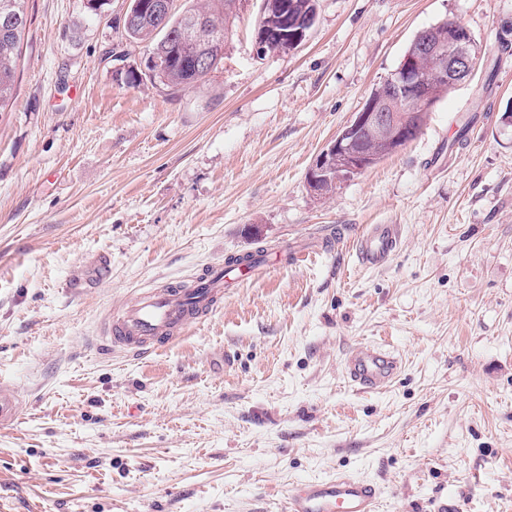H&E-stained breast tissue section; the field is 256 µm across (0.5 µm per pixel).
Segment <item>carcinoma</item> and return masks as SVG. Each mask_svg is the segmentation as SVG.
I'll return each instance as SVG.
<instances>
[{"label": "carcinoma", "instance_id": "cac0c4a2", "mask_svg": "<svg viewBox=\"0 0 512 512\" xmlns=\"http://www.w3.org/2000/svg\"><path fill=\"white\" fill-rule=\"evenodd\" d=\"M237 0H195L173 16L167 29L157 28L152 21L154 0H130L127 12L133 15V23L123 27L125 38L131 42L151 45V55L160 63L148 66L152 78L177 90L194 85L208 73L197 71L187 59L191 47L184 38L191 30L197 45L210 57V71H215L224 60V39L227 25L236 9ZM290 3L285 32L294 29V19H315L316 0H288ZM26 0H0V112L14 99L17 50L27 26ZM336 173L320 179L312 189L317 195L331 196L336 192Z\"/></svg>", "mask_w": 512, "mask_h": 512}]
</instances>
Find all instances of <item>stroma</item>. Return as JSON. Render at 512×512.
<instances>
[{
	"label": "stroma",
	"mask_w": 512,
	"mask_h": 512,
	"mask_svg": "<svg viewBox=\"0 0 512 512\" xmlns=\"http://www.w3.org/2000/svg\"><path fill=\"white\" fill-rule=\"evenodd\" d=\"M128 3L25 5L0 112V512H280L339 472L378 512H512V0H317L300 45L262 56V0H239L222 67L179 91L123 38ZM443 20L479 44L473 77L314 194L316 156ZM371 224L402 227L380 268L354 247ZM259 249L165 349L97 351L139 290ZM365 342L402 362L384 391L343 372Z\"/></svg>",
	"instance_id": "35a3bbf8"
}]
</instances>
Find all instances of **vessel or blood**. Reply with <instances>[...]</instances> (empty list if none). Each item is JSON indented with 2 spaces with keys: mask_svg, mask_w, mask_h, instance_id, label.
Returning <instances> with one entry per match:
<instances>
[{
  "mask_svg": "<svg viewBox=\"0 0 512 512\" xmlns=\"http://www.w3.org/2000/svg\"><path fill=\"white\" fill-rule=\"evenodd\" d=\"M396 224H373L358 236L356 252L361 264L386 265L400 244ZM224 302V269L210 267L190 281L170 288L137 293L129 303L106 317L100 337L104 351L121 350L132 357L160 351ZM400 369L399 359L375 344L351 349L345 359L348 380L359 390L378 392L389 387ZM378 489L368 481L339 473L320 481L295 486L284 512H377Z\"/></svg>",
  "mask_w": 512,
  "mask_h": 512,
  "instance_id": "1",
  "label": "vessel or blood"
}]
</instances>
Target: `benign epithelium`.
Masks as SVG:
<instances>
[{"mask_svg": "<svg viewBox=\"0 0 512 512\" xmlns=\"http://www.w3.org/2000/svg\"><path fill=\"white\" fill-rule=\"evenodd\" d=\"M174 12V0H155L152 20L162 28ZM310 23L305 21L293 36L283 38L274 26L266 28L263 38L270 39L256 43V51L286 53L288 45H295L304 39ZM434 63L433 73H426L421 67L423 59ZM477 61L473 53V42L469 33H464L443 44L436 34V28L427 27L419 31L415 44L400 62L388 82L391 89L402 94L392 101L385 97L370 98L364 102L362 110L343 127L318 155L309 172V180L315 181L325 173L332 162L339 163L340 175L351 177L364 171L375 161V157L361 150L356 145L359 137L366 134L391 146L392 152L402 148V144L415 129L406 124V113L424 112L434 101L436 85L452 84L454 86L468 80L473 75Z\"/></svg>", "mask_w": 512, "mask_h": 512, "instance_id": "obj_1", "label": "benign epithelium"}]
</instances>
